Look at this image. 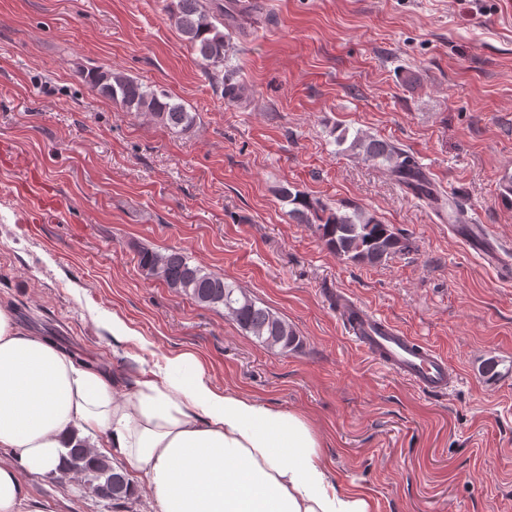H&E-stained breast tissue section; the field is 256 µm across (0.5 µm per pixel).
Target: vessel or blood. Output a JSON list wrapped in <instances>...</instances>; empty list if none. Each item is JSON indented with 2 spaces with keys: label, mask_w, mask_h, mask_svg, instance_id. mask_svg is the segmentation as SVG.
Masks as SVG:
<instances>
[{
  "label": "vessel or blood",
  "mask_w": 512,
  "mask_h": 512,
  "mask_svg": "<svg viewBox=\"0 0 512 512\" xmlns=\"http://www.w3.org/2000/svg\"><path fill=\"white\" fill-rule=\"evenodd\" d=\"M456 231L488 267L500 273L512 268V261L504 257L483 225L469 223L463 217ZM336 311L348 335L377 364L425 393H442L452 385L455 374L444 356L378 316L358 298L337 293Z\"/></svg>",
  "instance_id": "vessel-or-blood-1"
}]
</instances>
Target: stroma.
Returning <instances> with one entry per match:
<instances>
[{"label":"stroma","instance_id":"stroma-1","mask_svg":"<svg viewBox=\"0 0 512 512\" xmlns=\"http://www.w3.org/2000/svg\"><path fill=\"white\" fill-rule=\"evenodd\" d=\"M209 75L166 0H0V306L60 348L131 378L199 355L223 390L304 414L337 481L378 512H512V280L482 264L341 130L390 142L512 248V0H263ZM97 65L196 116L175 132L79 77ZM246 85L244 100L226 83ZM65 204L40 216L29 204ZM289 186L364 207L412 243L370 266L337 258L278 197ZM175 249L288 321L284 354L223 311L146 277L138 251ZM352 293L444 355L458 375L424 394L350 342ZM146 340L118 344L113 317ZM42 512H154L90 497L83 478H33Z\"/></svg>","mask_w":512,"mask_h":512}]
</instances>
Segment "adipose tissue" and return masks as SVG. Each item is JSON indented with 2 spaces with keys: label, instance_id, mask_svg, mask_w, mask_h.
Listing matches in <instances>:
<instances>
[{
  "label": "adipose tissue",
  "instance_id": "1",
  "mask_svg": "<svg viewBox=\"0 0 512 512\" xmlns=\"http://www.w3.org/2000/svg\"><path fill=\"white\" fill-rule=\"evenodd\" d=\"M143 475L158 512H375L342 489L302 414L217 389L191 352L132 380L82 361L0 306V512H37L30 476L59 474L66 450Z\"/></svg>",
  "mask_w": 512,
  "mask_h": 512
}]
</instances>
